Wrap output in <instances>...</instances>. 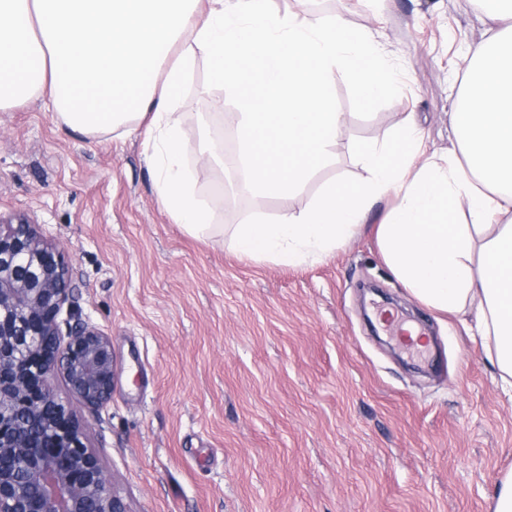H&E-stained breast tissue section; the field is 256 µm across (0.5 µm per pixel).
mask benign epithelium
I'll use <instances>...</instances> for the list:
<instances>
[{
  "instance_id": "obj_1",
  "label": "benign epithelium",
  "mask_w": 512,
  "mask_h": 512,
  "mask_svg": "<svg viewBox=\"0 0 512 512\" xmlns=\"http://www.w3.org/2000/svg\"><path fill=\"white\" fill-rule=\"evenodd\" d=\"M70 282L34 216L0 214V512H127L54 387L62 376L92 417L112 394L110 337L60 319Z\"/></svg>"
}]
</instances>
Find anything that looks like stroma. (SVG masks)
<instances>
[{"mask_svg": "<svg viewBox=\"0 0 512 512\" xmlns=\"http://www.w3.org/2000/svg\"><path fill=\"white\" fill-rule=\"evenodd\" d=\"M374 33L397 93L361 105L344 74L331 162L287 199L243 195L237 159L201 165V121L237 140L238 105L196 60L182 88L184 164L223 234L195 237L158 199L141 137L84 134L43 99L0 110V213L36 217L72 269L75 310L111 339L114 387L88 444L129 512H493L512 471V389L485 358L474 312L428 308L375 238L288 267L235 249L237 224L308 206L328 180L363 182L360 152L416 123L455 150L450 115L479 0H339ZM417 323L421 350L401 340Z\"/></svg>", "mask_w": 512, "mask_h": 512, "instance_id": "stroma-1", "label": "stroma"}]
</instances>
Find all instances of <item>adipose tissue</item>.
<instances>
[{
    "label": "adipose tissue",
    "mask_w": 512,
    "mask_h": 512,
    "mask_svg": "<svg viewBox=\"0 0 512 512\" xmlns=\"http://www.w3.org/2000/svg\"><path fill=\"white\" fill-rule=\"evenodd\" d=\"M196 2L0 0V110L40 94L67 126L143 135L163 205L200 235L213 226L183 168L187 145L172 109L197 58L239 105L244 189L281 199L300 193L336 147V73L369 103L390 90L393 67L370 33L341 18L283 13L272 0H211L198 21ZM484 2L495 31L473 49L451 114L459 156L427 160L420 131L400 129L364 154V183L326 181L305 209L238 225L235 246L251 260L314 262L394 195L377 229L391 272L436 311L475 310L487 359L512 386V0Z\"/></svg>",
    "instance_id": "ef3b65f1"
}]
</instances>
